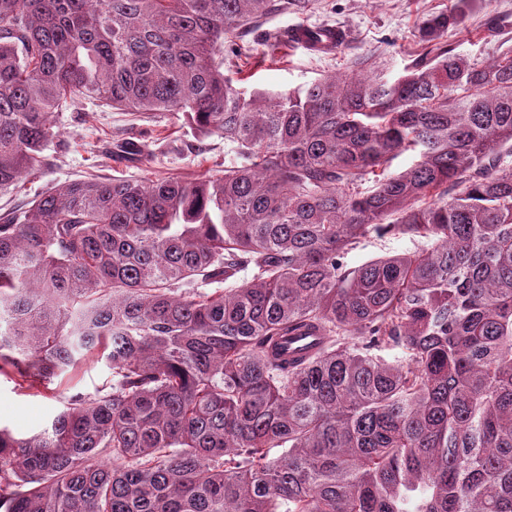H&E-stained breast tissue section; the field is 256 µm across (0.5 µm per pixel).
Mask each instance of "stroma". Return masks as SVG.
Returning a JSON list of instances; mask_svg holds the SVG:
<instances>
[{"label": "stroma", "mask_w": 512, "mask_h": 512, "mask_svg": "<svg viewBox=\"0 0 512 512\" xmlns=\"http://www.w3.org/2000/svg\"><path fill=\"white\" fill-rule=\"evenodd\" d=\"M455 4L456 0H310L305 12L269 15L266 28L283 29L299 23L337 26L349 36L347 47L318 56L298 45L284 54L249 33L226 44L224 57L234 59L240 50L249 53V63L244 67L246 78L236 84L245 94L256 89H296L315 78L345 71L355 51L379 55L395 74L420 49L421 21ZM491 24L499 29L500 43L511 47L512 0H471L464 29L451 34L457 52L491 59L493 46L478 40L479 31ZM50 124L54 136L44 151L43 166L8 191H0L1 209L25 206L58 185L91 174L148 183L159 178L197 179L218 174L224 168L223 138L200 134L179 112L137 117L106 106L79 104L52 113ZM116 138L133 143L137 154H113L112 141ZM111 379L109 363L97 358L37 391L19 388L9 376L1 375L0 425L20 436L37 433L62 409L63 398L70 390L91 395Z\"/></svg>", "instance_id": "stroma-1"}]
</instances>
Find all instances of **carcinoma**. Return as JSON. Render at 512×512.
<instances>
[{
  "instance_id": "cac0c4a2",
  "label": "carcinoma",
  "mask_w": 512,
  "mask_h": 512,
  "mask_svg": "<svg viewBox=\"0 0 512 512\" xmlns=\"http://www.w3.org/2000/svg\"><path fill=\"white\" fill-rule=\"evenodd\" d=\"M468 2L397 76L358 54L246 96L224 43L301 0H0V188L83 101L230 153L0 218V375L112 368L41 432L0 426V512H512V48L456 52ZM373 235L416 250L340 262Z\"/></svg>"
}]
</instances>
